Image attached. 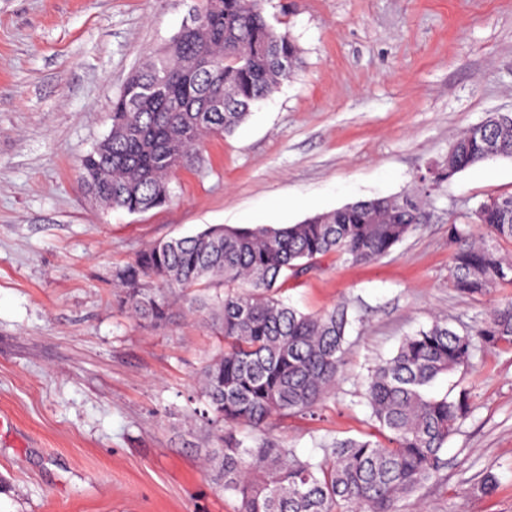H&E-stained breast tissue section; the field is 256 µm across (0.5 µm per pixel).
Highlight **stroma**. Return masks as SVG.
Instances as JSON below:
<instances>
[{
  "mask_svg": "<svg viewBox=\"0 0 512 512\" xmlns=\"http://www.w3.org/2000/svg\"><path fill=\"white\" fill-rule=\"evenodd\" d=\"M199 0H0V512H235L204 459L194 396L213 350L193 316L158 329L118 302L114 264L208 226H279L345 204L418 193L466 128L512 113V0H266L300 56L232 134L209 138L142 214L90 206L81 155L108 134L112 101ZM512 193V159L420 198L423 221L388 255H331L286 280L304 311L346 306V374L316 417H275L280 445L369 434L368 370L434 320L462 332L512 287L459 295L448 229ZM471 411L436 478L400 512H512V347L477 352L432 391ZM489 495L474 489L486 473Z\"/></svg>",
  "mask_w": 512,
  "mask_h": 512,
  "instance_id": "35a3bbf8",
  "label": "stroma"
}]
</instances>
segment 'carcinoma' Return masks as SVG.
Instances as JSON below:
<instances>
[{"mask_svg": "<svg viewBox=\"0 0 512 512\" xmlns=\"http://www.w3.org/2000/svg\"><path fill=\"white\" fill-rule=\"evenodd\" d=\"M300 49L272 26L263 0H203L189 21L128 78L112 100V135L84 154L79 180L89 197L140 214L171 201L170 179L204 135H229L253 106L291 74ZM512 159V114L468 128L448 151L439 186L477 163ZM112 171L103 183L101 170ZM478 222L491 241H473L468 224L449 228L448 277L462 295L512 286V193L483 201ZM420 221L414 194L360 200L281 227L212 225L194 236L158 241L112 269L119 302L155 328L174 307L210 326L214 352L201 368L198 398L212 428L208 449L218 486L236 512H399L398 502L435 477L441 453L469 413L468 394L434 396L441 376L470 367L476 352L512 346V301L458 333L435 321L405 337L365 381L369 421L380 438L323 446L319 461L299 458L265 436L277 416L313 413L344 374L347 308L310 312L279 297L281 280L338 254L367 263L391 252ZM241 427L256 434L243 446Z\"/></svg>", "mask_w": 512, "mask_h": 512, "instance_id": "obj_1", "label": "carcinoma"}]
</instances>
